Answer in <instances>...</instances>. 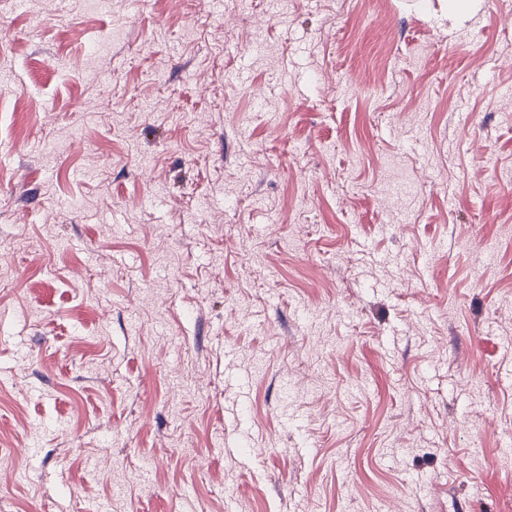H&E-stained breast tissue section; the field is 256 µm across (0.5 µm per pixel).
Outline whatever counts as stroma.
<instances>
[{
    "label": "stroma",
    "mask_w": 512,
    "mask_h": 512,
    "mask_svg": "<svg viewBox=\"0 0 512 512\" xmlns=\"http://www.w3.org/2000/svg\"><path fill=\"white\" fill-rule=\"evenodd\" d=\"M1 29L0 512H512V0Z\"/></svg>",
    "instance_id": "obj_1"
}]
</instances>
